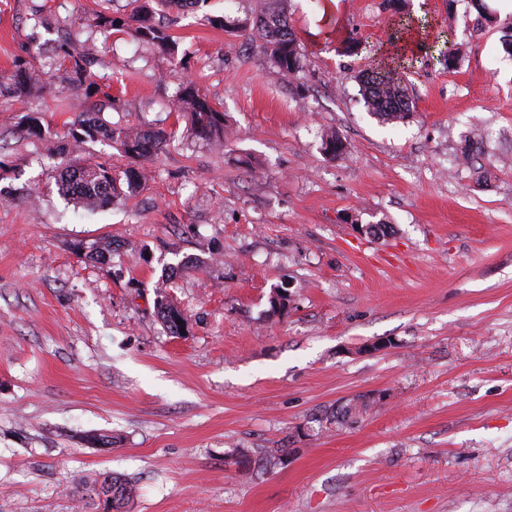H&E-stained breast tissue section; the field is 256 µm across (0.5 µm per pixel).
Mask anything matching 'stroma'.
I'll return each mask as SVG.
<instances>
[{
  "label": "stroma",
  "mask_w": 512,
  "mask_h": 512,
  "mask_svg": "<svg viewBox=\"0 0 512 512\" xmlns=\"http://www.w3.org/2000/svg\"><path fill=\"white\" fill-rule=\"evenodd\" d=\"M484 3L480 25L471 0H339L343 37L318 44L324 0H288V76L231 27L256 0L167 2L176 54L120 32L97 47L105 119L167 141L96 213L57 186L84 92L0 95V512H93L76 489L101 472L133 486L125 512H512V0ZM398 8L438 21L458 61L409 74L415 110L391 124L344 40L386 42ZM131 10L0 0V80L22 57L59 82L58 22ZM182 76L223 138L172 110ZM31 113L41 136L18 130ZM379 222L389 237L357 231ZM359 395L369 412L336 424ZM276 448L287 463L257 471ZM157 309L159 316L171 335L182 336L180 329L187 331L188 320L182 311L172 304L166 297L161 296L157 301ZM177 321H183V324H177Z\"/></svg>",
  "instance_id": "1"
}]
</instances>
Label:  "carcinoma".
I'll return each mask as SVG.
<instances>
[{"label":"carcinoma","instance_id":"1","mask_svg":"<svg viewBox=\"0 0 512 512\" xmlns=\"http://www.w3.org/2000/svg\"><path fill=\"white\" fill-rule=\"evenodd\" d=\"M273 5H262L260 15L254 24L244 23L239 31H250L261 40V49L270 65L281 73L290 75L300 70L302 50L297 41L292 24L285 7L286 0H272ZM416 26L425 30L433 28L427 19L402 15L394 20L390 35V44L396 45L399 37L408 27ZM90 34L99 33L110 37L112 32H123L134 39L158 46L170 53H175L170 35L154 21L153 11L147 5L135 7L127 19H118L100 13L87 24ZM60 49L68 61L66 83L81 89L89 98L99 93L92 81L93 39L87 40L85 50L76 54L70 52L71 34L68 29L59 31ZM347 49L356 53L365 52L368 65L359 76V87L368 108L376 115L391 122L404 121L413 112V101L408 93L407 71L414 68L422 59L438 56L454 66V56L448 49V41L439 38L426 40L418 45V50L409 55L394 58L385 56L381 48H365L358 41H351ZM51 86L34 79L29 71V61L18 59L9 82L0 84V94L16 98H28L33 94H43ZM104 104L93 102L92 112L77 123V128L70 132L71 148L76 149L88 141L98 139L110 140L119 144L124 153L133 159L147 161L163 149L165 142L161 132L133 130L128 127L101 121L97 113L103 111ZM178 111L187 113L190 121L191 135L211 140L224 135V113L214 108L209 101L200 96L192 81L183 79L179 82L176 97ZM143 172L128 168L123 175L115 177L112 167L104 163L84 166L67 165L61 172L59 189L61 193L80 205L95 209L105 208L122 199L139 186ZM159 316L173 336L181 335V330L188 329V320L182 311L162 296L157 301ZM370 403L367 398L357 397L338 407L333 415L338 423H354L368 413ZM285 449L267 451L259 459L264 471L274 469L284 462ZM85 486L98 498L97 508L102 512H122L133 495L129 483L119 476L100 473L93 479L85 481Z\"/></svg>","mask_w":512,"mask_h":512}]
</instances>
